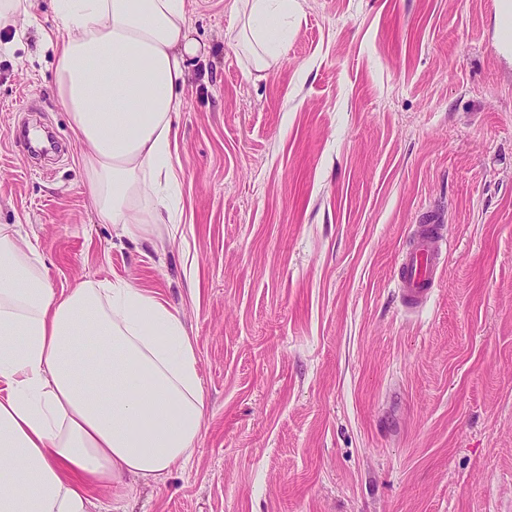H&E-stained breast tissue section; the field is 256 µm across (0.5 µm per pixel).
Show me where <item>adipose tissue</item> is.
Returning <instances> with one entry per match:
<instances>
[{"label":"adipose tissue","instance_id":"obj_1","mask_svg":"<svg viewBox=\"0 0 512 512\" xmlns=\"http://www.w3.org/2000/svg\"><path fill=\"white\" fill-rule=\"evenodd\" d=\"M54 93L82 144L92 207L123 236L176 237L174 121L186 0H52ZM235 40L263 72L288 49L299 0H234ZM206 408L177 308L127 280L51 288L41 255L0 225V512H89L126 476L151 483L192 456Z\"/></svg>","mask_w":512,"mask_h":512}]
</instances>
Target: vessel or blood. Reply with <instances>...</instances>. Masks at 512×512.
<instances>
[{
	"mask_svg": "<svg viewBox=\"0 0 512 512\" xmlns=\"http://www.w3.org/2000/svg\"><path fill=\"white\" fill-rule=\"evenodd\" d=\"M448 246L443 226L434 217L420 225L408 246L400 252L398 296L407 313H416L429 301Z\"/></svg>",
	"mask_w": 512,
	"mask_h": 512,
	"instance_id": "b4317fda",
	"label": "vessel or blood"
}]
</instances>
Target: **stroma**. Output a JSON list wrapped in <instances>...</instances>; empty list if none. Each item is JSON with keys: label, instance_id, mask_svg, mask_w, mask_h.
Wrapping results in <instances>:
<instances>
[{"label": "stroma", "instance_id": "1", "mask_svg": "<svg viewBox=\"0 0 512 512\" xmlns=\"http://www.w3.org/2000/svg\"><path fill=\"white\" fill-rule=\"evenodd\" d=\"M180 232L92 209L53 93L51 0L0 30V225L55 290L126 279L176 307L207 397L189 461L90 512H512V50L500 0H300L248 75L232 0H187ZM451 246L405 314L399 252Z\"/></svg>", "mask_w": 512, "mask_h": 512}]
</instances>
